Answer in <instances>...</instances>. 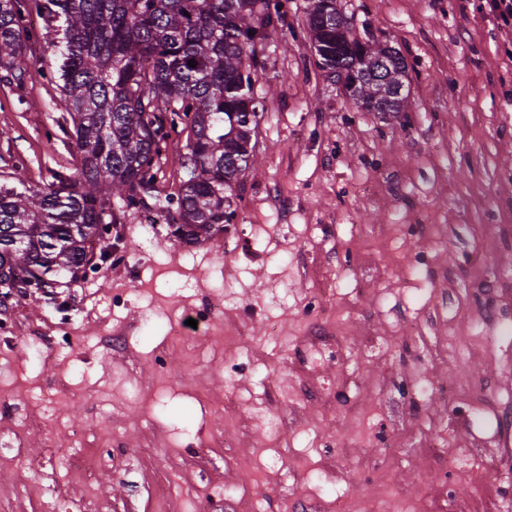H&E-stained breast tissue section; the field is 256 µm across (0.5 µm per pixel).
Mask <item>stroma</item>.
<instances>
[{
  "instance_id": "obj_1",
  "label": "stroma",
  "mask_w": 512,
  "mask_h": 512,
  "mask_svg": "<svg viewBox=\"0 0 512 512\" xmlns=\"http://www.w3.org/2000/svg\"><path fill=\"white\" fill-rule=\"evenodd\" d=\"M308 3L288 0L257 48L235 234L181 243L131 210L112 227L122 252L0 306L26 339L0 355V512H43L37 490L82 432L117 460L62 478L55 498L82 512H191L208 485L224 489L210 512H390L399 496L512 512V27L481 0H337L406 60L405 110L384 118L319 68ZM64 53L33 43L22 80L0 81V176H75ZM185 143L169 137L159 195L177 193ZM217 296L207 333L171 339ZM53 325L73 339L60 358L30 341ZM462 448L474 461L450 469Z\"/></svg>"
}]
</instances>
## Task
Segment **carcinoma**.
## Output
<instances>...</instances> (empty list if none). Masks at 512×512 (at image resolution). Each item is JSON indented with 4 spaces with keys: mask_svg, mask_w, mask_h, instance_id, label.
Segmentation results:
<instances>
[{
    "mask_svg": "<svg viewBox=\"0 0 512 512\" xmlns=\"http://www.w3.org/2000/svg\"><path fill=\"white\" fill-rule=\"evenodd\" d=\"M66 16L64 97L77 176L32 187L13 172L0 184V288L46 291L48 272L79 278L109 245L100 224L129 208L161 210L175 240L195 243L232 223L233 185L254 163L260 121L253 93L264 69L256 46L287 26L288 0H50ZM41 0H0V70L19 80ZM311 48L320 68L368 112L404 111L407 65L373 32L359 38L336 0H310ZM195 61L196 66L188 65ZM186 135L179 191L155 197L156 158ZM154 200L149 204L147 199Z\"/></svg>",
    "mask_w": 512,
    "mask_h": 512,
    "instance_id": "carcinoma-1",
    "label": "carcinoma"
}]
</instances>
